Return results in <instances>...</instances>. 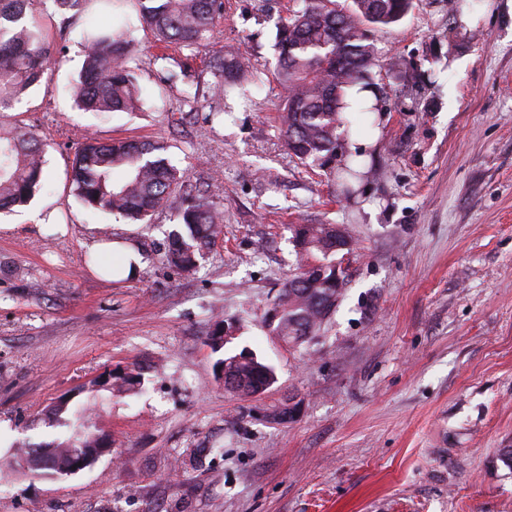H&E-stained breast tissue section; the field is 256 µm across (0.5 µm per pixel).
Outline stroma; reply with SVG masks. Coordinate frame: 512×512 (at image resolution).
<instances>
[{
  "mask_svg": "<svg viewBox=\"0 0 512 512\" xmlns=\"http://www.w3.org/2000/svg\"><path fill=\"white\" fill-rule=\"evenodd\" d=\"M293 0H224L210 44L168 81L135 9L102 16L132 40L139 102L78 108L84 17L35 0L53 47L15 108L42 141L48 184L0 212V512H512V0H414L375 32L377 105L353 112L364 175L345 195L291 157L273 78ZM230 53L262 85L211 95L204 60ZM198 102L186 101L188 86ZM167 143L192 190L224 208V233L186 273L166 258L179 199L149 223L87 208L69 170L89 136ZM292 224H341L350 250L335 312L301 347L264 317L295 263ZM131 239L132 278L104 279L89 245ZM232 338L212 350L216 319ZM247 350L275 369L255 399L215 364ZM139 375L134 386L122 376ZM287 422L267 420L284 401ZM88 407L107 449L68 476L23 468Z\"/></svg>",
  "mask_w": 512,
  "mask_h": 512,
  "instance_id": "stroma-1",
  "label": "stroma"
}]
</instances>
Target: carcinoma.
I'll list each match as a JSON object with an SVG mask.
<instances>
[{
    "label": "carcinoma",
    "instance_id": "obj_1",
    "mask_svg": "<svg viewBox=\"0 0 512 512\" xmlns=\"http://www.w3.org/2000/svg\"><path fill=\"white\" fill-rule=\"evenodd\" d=\"M34 0H0V210L30 202L44 186L43 143L15 122L1 121L41 80L50 44L29 27L27 10ZM143 26L155 41L190 52L211 40L224 18V0H133ZM278 26L274 76L287 95L281 109V132L288 151L300 162L336 158L342 137L350 132L343 112L347 89L369 77L375 64L370 33L390 28L407 14L412 0H301ZM130 40L122 31L94 29L86 33V57L75 87L79 107L92 112H126L137 106ZM211 93L226 96L257 79L242 56L219 57L209 64ZM168 146L148 139L90 140L75 154L70 178L88 207L147 222L171 195L185 174L170 163ZM333 180L348 195L361 176L360 165L346 159L330 168ZM178 229L170 235L168 259L189 272L223 232L224 210L204 193L182 194ZM295 245L293 273L268 311L271 332L294 346L315 334L336 308L342 292L329 284L331 263L339 247L325 224H291ZM219 375L230 373L224 389L251 397L277 382L273 367L255 355L225 357L216 363ZM92 417L82 430L54 447L44 464L60 474L99 438Z\"/></svg>",
    "mask_w": 512,
    "mask_h": 512
}]
</instances>
